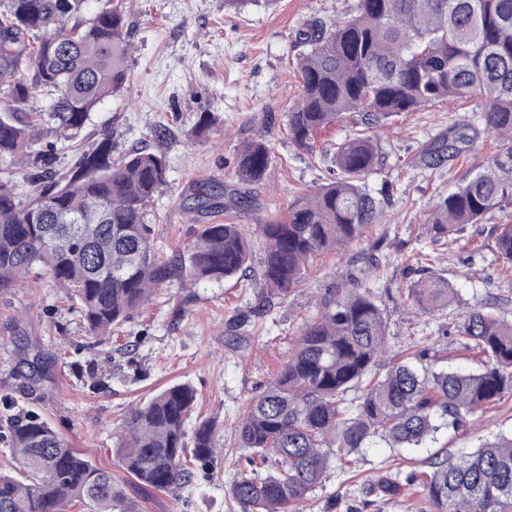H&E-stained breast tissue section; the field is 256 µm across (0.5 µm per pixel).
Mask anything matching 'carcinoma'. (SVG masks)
Instances as JSON below:
<instances>
[{"mask_svg": "<svg viewBox=\"0 0 512 512\" xmlns=\"http://www.w3.org/2000/svg\"><path fill=\"white\" fill-rule=\"evenodd\" d=\"M0 0V292L34 266L67 290L91 336H110L171 281L185 288L227 277H259L271 296L302 282L315 255L341 251L381 219L366 189L379 163L374 131L404 113L448 100H476L495 151L477 174L431 207L425 234L450 237L485 214L512 205V0H358L344 18L298 33L299 97L288 112V138L313 150L316 133L345 117L353 136L336 144L332 178L297 197L282 215L257 225L253 243L237 224H203L184 249L164 258L151 244L150 205L167 184V165L147 146L112 161V140L88 151L78 137L104 100L128 80L132 45L123 0ZM39 89L53 95L47 112L18 106ZM46 126L75 152L55 166ZM474 143L462 129L430 148V159L454 160ZM272 149L252 140L238 153L234 179L191 189L192 209L243 210L241 187L266 180ZM41 186L23 201L17 179ZM499 256L512 266V224L496 227ZM458 297L448 280L421 276L407 298L427 312ZM485 357L475 372L427 362L429 345L411 361L380 373L387 321L378 297L353 282L324 304L301 332L294 352L237 421L249 469L230 488L240 512H298L331 469L375 438L391 448H422L443 429L512 395V321L483 306L444 329ZM357 395L348 398V392ZM196 396L173 385L124 416L118 465L140 488L191 485L195 467L215 454L218 424L189 428ZM0 443L27 463L0 473V512H135L123 485L59 434L43 414L0 397ZM430 472L409 470L379 483L384 496L422 489L429 512H512V433L456 457L434 455Z\"/></svg>", "mask_w": 512, "mask_h": 512, "instance_id": "1", "label": "carcinoma"}]
</instances>
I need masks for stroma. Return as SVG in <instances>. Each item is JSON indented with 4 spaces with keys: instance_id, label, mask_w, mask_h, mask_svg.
Wrapping results in <instances>:
<instances>
[{
    "instance_id": "35a3bbf8",
    "label": "stroma",
    "mask_w": 512,
    "mask_h": 512,
    "mask_svg": "<svg viewBox=\"0 0 512 512\" xmlns=\"http://www.w3.org/2000/svg\"><path fill=\"white\" fill-rule=\"evenodd\" d=\"M356 5L357 0H254L235 11L225 9L224 0H131L129 81L93 112L81 138L87 150L111 138L116 160L144 144L165 154L168 184L148 217L156 249L168 254L186 246L202 224L229 222L253 232L257 218L286 212L303 191L327 181L328 150L355 128L344 120L319 131L311 153L290 143L288 111L300 88L294 43L306 24L332 22ZM204 112L214 124L200 139L193 127ZM479 115V106L467 100L390 120L379 132L383 162L367 180L381 202L383 223L345 251L317 257L297 289L274 299L263 315L253 312L259 283L227 278L185 288L174 281L157 288L151 303L112 335L94 337L78 305L41 268H33L15 288L0 293V396L9 393L38 408L73 448L125 485L137 512H239L230 488L248 462L235 424L287 361L302 327L317 318L320 300L345 283L362 254L375 252L381 263L370 283L388 319L385 366L406 359L410 345L425 338L449 366L477 370L483 355L443 335V328L463 308L485 302L512 321V269H505L494 247L496 226L512 224V205L468 225L451 242L422 236L420 229L435 201L471 178L493 152ZM454 124L474 136L473 149L457 160L424 165L421 156L429 144ZM257 138L270 144L272 167L265 182L246 185L250 210L201 213L183 207L192 183L230 178L239 150ZM423 266L448 278L458 302L412 313L407 287ZM39 353L54 365L32 381L26 363ZM176 383L190 384L196 393L193 418L218 421L217 453L192 486L148 492L117 464L121 419L132 405ZM510 432L512 396L472 417L465 428L439 434L428 447L397 450L377 442L353 453L349 471L330 472L304 512H420L421 494L386 498L366 489L401 469L426 471L430 454L456 456L479 440Z\"/></svg>"
}]
</instances>
